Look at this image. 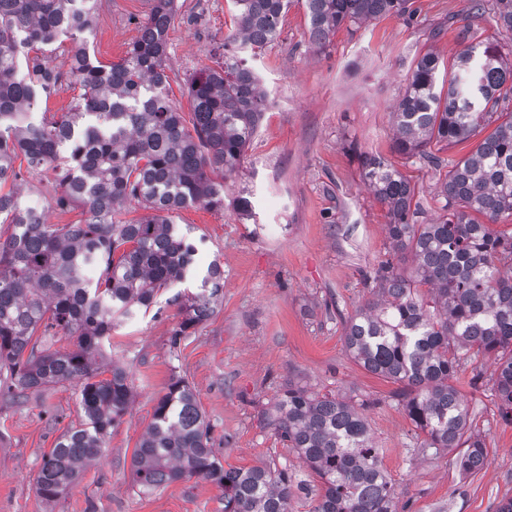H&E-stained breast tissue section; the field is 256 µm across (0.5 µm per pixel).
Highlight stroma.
I'll use <instances>...</instances> for the list:
<instances>
[{"label": "stroma", "instance_id": "stroma-1", "mask_svg": "<svg viewBox=\"0 0 512 512\" xmlns=\"http://www.w3.org/2000/svg\"><path fill=\"white\" fill-rule=\"evenodd\" d=\"M468 6L412 0L413 16L339 30L320 48L308 37L302 0H292L278 38L246 60L262 75L271 104L238 171L224 182L223 209L190 206L173 216L200 239V264H223L222 303L181 337L183 314L169 288L149 313L113 331L108 356L125 368L134 399L102 456L55 509L41 502L35 481L44 454L81 419L76 386L0 396V512H224L211 482L190 478L145 493L133 481L132 454L175 376L195 389L224 467L270 464L307 484L295 491L292 512H312L320 480L264 423L291 383L365 403L401 512H496L512 498V424L496 407L494 357L462 365L453 379L490 450L482 470L463 476L460 449L422 450L424 436L394 398L395 384L359 366L342 341L343 319L372 297L367 274L390 257L387 210L363 179L359 155L381 157L406 176L420 203L416 220L428 224L441 214L439 187L450 164L480 142L474 136L434 145L441 160L434 168L397 154L392 141V112L426 50L446 61L471 43L512 53V31L492 15L472 17ZM150 7V0H99L91 57L105 65L124 58ZM232 11L231 0H178L165 73L183 114L191 112L188 80L224 59ZM242 193L256 222L243 221L232 205Z\"/></svg>", "mask_w": 512, "mask_h": 512}]
</instances>
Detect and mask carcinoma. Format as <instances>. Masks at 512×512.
Masks as SVG:
<instances>
[{
	"instance_id": "carcinoma-1",
	"label": "carcinoma",
	"mask_w": 512,
	"mask_h": 512,
	"mask_svg": "<svg viewBox=\"0 0 512 512\" xmlns=\"http://www.w3.org/2000/svg\"><path fill=\"white\" fill-rule=\"evenodd\" d=\"M310 40L323 47L344 28L384 14L404 15L409 0H304ZM235 31L224 62L192 76L191 126L169 99L165 59L176 0H152L140 37L118 63L89 56L97 0H0V374L7 394L75 382L83 420L67 429L43 459L36 493L56 503L100 455L112 426L127 412L132 390L125 369L105 361L112 329L145 314L160 291L197 270L191 229L172 213L224 208V180L236 173L253 140L268 94L239 53L256 57L275 41L290 0H232ZM512 30V0H471ZM75 46L68 72L51 65L49 47ZM439 58L428 51L412 70L393 116V149L428 166L441 160L433 143H457L497 123L475 153L451 166L442 182V215L416 224L411 182L380 157L362 156V175L387 208L394 255L413 257L410 274L392 260L368 276L381 299L343 322L348 354L366 371L398 385L393 396L425 450L466 446L464 474L488 462L485 439L451 380L482 355L498 361L495 388L501 419L512 423V233L482 224L512 215V65L501 53L469 44L448 64L439 86ZM68 78L78 101L60 119H36L38 99ZM55 175L61 191L49 205L83 208L81 224L25 220L36 206L16 188L14 166ZM153 211L119 219L124 205ZM426 291H421L422 287ZM224 295V267L211 261L197 291L184 298L176 335L206 320ZM76 338L70 349H37L33 337ZM110 373L105 378L103 374ZM287 447L321 479L312 512H398V500L353 404L332 394L288 388L265 413ZM135 483L151 491L201 478L224 492V512H291L292 479L285 469L226 470L210 448V427L196 395L174 378L154 407L132 455Z\"/></svg>"
}]
</instances>
